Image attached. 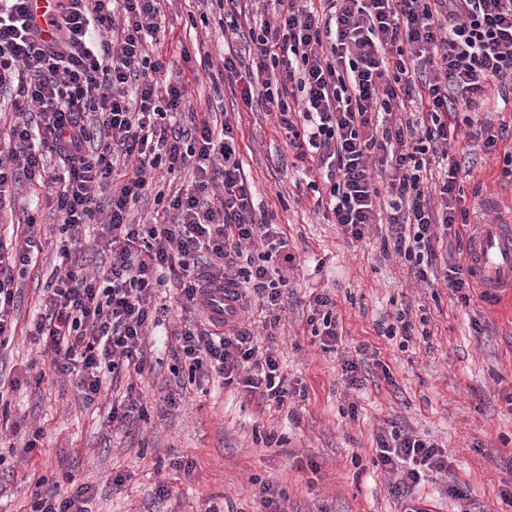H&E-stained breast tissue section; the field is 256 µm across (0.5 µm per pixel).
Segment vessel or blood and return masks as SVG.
<instances>
[{
  "label": "vessel or blood",
  "instance_id": "1",
  "mask_svg": "<svg viewBox=\"0 0 512 512\" xmlns=\"http://www.w3.org/2000/svg\"><path fill=\"white\" fill-rule=\"evenodd\" d=\"M466 265L487 305L512 293V225L476 224L469 233Z\"/></svg>",
  "mask_w": 512,
  "mask_h": 512
}]
</instances>
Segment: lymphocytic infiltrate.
<instances>
[{
  "label": "lymphocytic infiltrate",
  "instance_id": "1",
  "mask_svg": "<svg viewBox=\"0 0 512 512\" xmlns=\"http://www.w3.org/2000/svg\"><path fill=\"white\" fill-rule=\"evenodd\" d=\"M29 0H0V89L13 118L0 148V211L20 179L50 187L63 221L51 249L56 277L28 336L53 375L72 381L85 403L103 396L104 373L142 375L146 339L169 312L205 313L173 333L175 357L191 381L217 380L248 397L284 406L292 398L278 360L282 304L295 258L277 225L255 214V186L238 152L237 125L192 114L187 83L174 79L147 42L162 31L159 0H56L52 41L43 42ZM260 23L224 27L242 50L218 74L247 110L263 106L303 170L324 217L351 241L377 225L384 254L423 282L443 277L454 292L473 282L461 245L469 212L456 194L461 166L429 169L447 154L458 108L476 107L492 81L512 93V0H253ZM414 111H407V104ZM94 113L88 125L83 113ZM189 114L188 125L176 116ZM58 157L53 173L48 157ZM193 170L195 179L133 223L156 172ZM94 240L107 261L88 269L77 236L99 211ZM42 218L26 214L0 232V346L18 334L16 278L41 252ZM259 254H252L251 245ZM229 288L223 319L210 316L212 292ZM258 305V330L239 327ZM308 323L324 347L340 336L336 301L314 293ZM266 345H259L258 334ZM374 464L395 474L404 512H427L415 493L425 471H448L434 443L400 428L379 429ZM94 489L68 495L36 482L30 512H91Z\"/></svg>",
  "mask_w": 512,
  "mask_h": 512
}]
</instances>
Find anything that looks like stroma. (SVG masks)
<instances>
[{"instance_id": "obj_1", "label": "stroma", "mask_w": 512, "mask_h": 512, "mask_svg": "<svg viewBox=\"0 0 512 512\" xmlns=\"http://www.w3.org/2000/svg\"><path fill=\"white\" fill-rule=\"evenodd\" d=\"M166 33L156 49L172 75L188 83L195 112L239 113L238 142L257 207L288 237L296 257L285 306L287 333L279 341L282 370L300 392L282 408H262L220 383L200 395L187 377H175L174 338L150 337L152 369L137 381L146 419L132 432L112 429L108 401L83 403L66 379L48 375V364L25 334L0 349V379L27 376L31 383L8 394L7 416L17 428L13 451L0 464V512H28L39 478L67 493L89 482L93 512H260L254 480L284 490L287 512H401L392 475L373 465L374 437L390 425L444 448L448 473H430L416 491L429 512H454L449 481L467 484L471 512H512V300L486 305L479 292L461 297L445 283L434 287L404 277L384 256L378 235L350 244L324 223L293 168L294 156L264 109L243 111L229 83L213 85L199 57L224 54V16L199 0H162ZM197 26H190V18ZM458 121L490 126L504 137L495 153L456 137L448 154L462 162L461 204L474 224L512 220V180L501 174L512 151V95L489 91L478 110ZM52 277L37 262L18 282L20 323L31 321ZM336 300L342 338L323 348L307 323L311 292ZM408 310L427 318V335L403 341L381 335V325ZM366 348L376 362L362 389H349L342 363ZM42 428L35 449L29 434ZM190 470H183V463ZM124 483L113 487L115 476ZM167 481L171 493L155 487Z\"/></svg>"}]
</instances>
